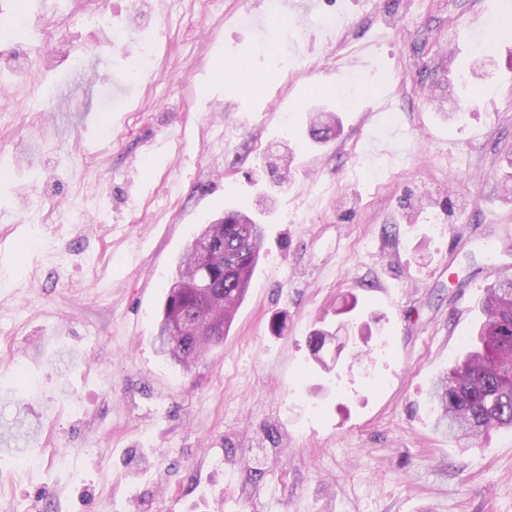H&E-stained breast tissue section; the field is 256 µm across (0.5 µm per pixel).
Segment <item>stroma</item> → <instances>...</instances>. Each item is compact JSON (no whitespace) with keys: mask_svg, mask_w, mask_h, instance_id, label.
<instances>
[{"mask_svg":"<svg viewBox=\"0 0 512 512\" xmlns=\"http://www.w3.org/2000/svg\"><path fill=\"white\" fill-rule=\"evenodd\" d=\"M28 2L52 36L27 79L0 73V512H512V433L463 450L428 395L477 340L492 265L512 268V37L475 38L512 0H318L278 57L241 22L269 0H110L115 24L133 6L160 25L138 82L139 37L94 31L99 0L62 27ZM480 47L495 78L455 114L448 79ZM92 197L107 223L26 213ZM236 207L264 250L186 373L156 354L157 315ZM362 323L369 356L337 352Z\"/></svg>","mask_w":512,"mask_h":512,"instance_id":"stroma-1","label":"stroma"}]
</instances>
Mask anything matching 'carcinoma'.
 Instances as JSON below:
<instances>
[{"instance_id":"carcinoma-1","label":"carcinoma","mask_w":512,"mask_h":512,"mask_svg":"<svg viewBox=\"0 0 512 512\" xmlns=\"http://www.w3.org/2000/svg\"><path fill=\"white\" fill-rule=\"evenodd\" d=\"M199 240L209 242L214 262L208 271L209 299L184 283L197 273L195 248L187 245L177 264L179 284L168 291L153 337L155 352L188 371L205 344L180 327L215 310L224 311V331L245 298L261 252L264 229L248 214L232 210L208 224ZM485 320L479 346L432 384L430 399L436 427L473 443L498 430H512V276L494 275L482 302Z\"/></svg>"}]
</instances>
